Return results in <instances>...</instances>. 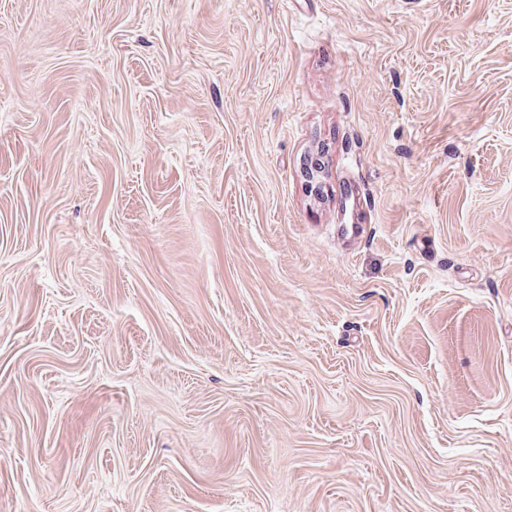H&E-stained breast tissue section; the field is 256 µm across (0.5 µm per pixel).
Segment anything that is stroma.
Wrapping results in <instances>:
<instances>
[{
  "label": "stroma",
  "mask_w": 512,
  "mask_h": 512,
  "mask_svg": "<svg viewBox=\"0 0 512 512\" xmlns=\"http://www.w3.org/2000/svg\"><path fill=\"white\" fill-rule=\"evenodd\" d=\"M0 512H512V0H0Z\"/></svg>",
  "instance_id": "stroma-1"
}]
</instances>
